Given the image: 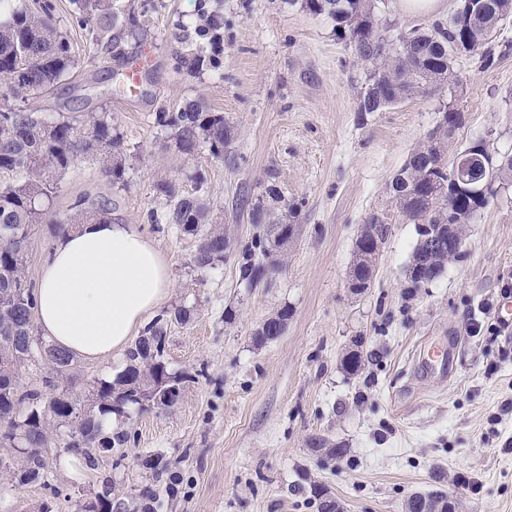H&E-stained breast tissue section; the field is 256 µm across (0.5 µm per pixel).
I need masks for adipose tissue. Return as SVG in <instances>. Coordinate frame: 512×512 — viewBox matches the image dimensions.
<instances>
[{
	"mask_svg": "<svg viewBox=\"0 0 512 512\" xmlns=\"http://www.w3.org/2000/svg\"><path fill=\"white\" fill-rule=\"evenodd\" d=\"M169 289L168 263L137 225L82 224L43 262L36 320L56 346L98 360L123 350Z\"/></svg>",
	"mask_w": 512,
	"mask_h": 512,
	"instance_id": "obj_1",
	"label": "adipose tissue"
}]
</instances>
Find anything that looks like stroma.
Masks as SVG:
<instances>
[{
	"mask_svg": "<svg viewBox=\"0 0 512 512\" xmlns=\"http://www.w3.org/2000/svg\"><path fill=\"white\" fill-rule=\"evenodd\" d=\"M52 2L80 64L33 106L109 110L129 145L126 189L82 160L62 176L52 212L62 219L77 200L111 199L115 215L170 264L163 309L185 305L193 316L167 326L178 402L151 412L128 406L114 423L132 443L99 456L95 468L53 448L46 484L0 473V512H81L107 485L118 512H317L314 485L343 512H404L412 492L428 489L443 491L457 512H512V327L497 315L512 285V186L464 225L460 258L411 297L405 278L417 235L397 219L389 192L448 103L463 115L456 148L483 139L493 154H512V18L488 55L457 61L441 93L363 117V70L334 21L300 0H136L145 36L123 48L135 58L150 52L151 63L134 97L115 91L111 55L89 56L70 0ZM207 5L224 14L223 40L211 66L192 75L179 63L175 32ZM197 97L234 128L226 160L205 150L185 158L156 124L160 107ZM162 180L203 190L213 223L242 243L255 228L236 209L239 197H262L278 213L300 205L278 270L252 288L234 259L196 268L195 239L166 223L153 191ZM374 214L390 218V231L371 288L355 294L347 286L355 243ZM283 307L286 332L255 345L254 329ZM228 310L234 320H225ZM358 341L367 360L350 376L341 359ZM424 342L452 345L451 369L418 367ZM315 436L344 444L347 455L321 458L309 448ZM156 456L164 466L154 470L146 461Z\"/></svg>",
	"mask_w": 512,
	"mask_h": 512,
	"instance_id": "stroma-1",
	"label": "stroma"
}]
</instances>
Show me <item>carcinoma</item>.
<instances>
[{"instance_id":"carcinoma-1","label":"carcinoma","mask_w":512,"mask_h":512,"mask_svg":"<svg viewBox=\"0 0 512 512\" xmlns=\"http://www.w3.org/2000/svg\"><path fill=\"white\" fill-rule=\"evenodd\" d=\"M304 8L315 15L325 14L340 29L337 37L353 50L356 61L366 71L358 94L357 111L381 112L415 95L442 89L454 83V63L463 56L480 52L512 17V0H483L478 9H469L467 0H458L448 21L403 28L395 21H383L374 13L370 0H303ZM79 22L90 35L89 52L110 54L128 63L121 48L125 37L144 30L135 0H71ZM52 4L22 10L12 9L9 0H0V470L20 483L35 481L48 465V448H65L83 456L92 469L96 458L92 448L110 451L131 441V436L104 431L102 420L125 413L129 405L140 410H163L165 402L141 401L138 392L179 385L168 372L165 335L168 323H187L192 310L176 307L159 315L127 351L126 365L115 378L91 381L88 396L65 387L74 377V356L45 340L35 324L34 285L26 275V262L35 228L53 225L62 235L75 224L108 223L114 220L108 199L74 203L75 212L63 220L51 218V206L59 178L77 161L92 160L112 186H126L124 135L106 111L93 110L78 115L48 113L26 104L31 96L52 92L78 65L69 38L57 27ZM224 14L204 11L196 29L220 40ZM209 63L197 48L180 55V64L196 73ZM156 123L176 149L193 158L208 149L217 159L233 138V128L224 113L214 112L203 99L185 101L170 112L162 107ZM459 124L458 111L446 107L436 130L415 148L393 177L390 193L398 216L415 225L447 233H462L500 190L512 184V155L494 156L485 141L479 140L454 152V161L490 176L479 196L458 192L448 166V140ZM155 194L169 205L166 223L174 224L197 238L193 265L206 270L228 258L231 252L242 280L253 285L266 277L279 262L273 259L283 244L284 229L296 224L300 207L277 217L249 197L239 199V210L249 209L250 221L258 232L250 241L238 244L222 224L208 220L210 202L202 194L183 193L170 181L154 185ZM389 233L387 218L372 215L361 239L356 241L355 267L364 288H370L374 270L363 263L360 251L368 242L384 241ZM455 257L450 248L428 255L416 241L408 266L406 294L437 279L448 261ZM290 311L282 307L254 331L255 345L263 346L282 336ZM357 349L341 359L342 369L356 375L365 366L364 352ZM32 367L41 374L42 386L23 389L19 371ZM25 452L14 453L12 449ZM311 450L331 460L347 454L342 445L326 437L310 440ZM318 501L317 512H342L340 504L323 487H312ZM436 503L447 499L444 492H414L405 501V512H420L423 498ZM85 512H112L111 490L105 489L85 505Z\"/></svg>"}]
</instances>
